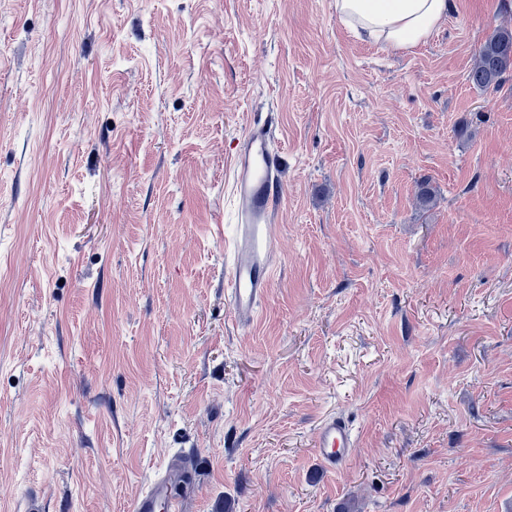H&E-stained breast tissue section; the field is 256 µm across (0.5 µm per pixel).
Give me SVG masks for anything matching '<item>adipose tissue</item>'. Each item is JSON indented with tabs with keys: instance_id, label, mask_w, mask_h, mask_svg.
Masks as SVG:
<instances>
[{
	"instance_id": "obj_1",
	"label": "adipose tissue",
	"mask_w": 512,
	"mask_h": 512,
	"mask_svg": "<svg viewBox=\"0 0 512 512\" xmlns=\"http://www.w3.org/2000/svg\"><path fill=\"white\" fill-rule=\"evenodd\" d=\"M450 7V0H335L337 14L355 37L395 51L425 42Z\"/></svg>"
}]
</instances>
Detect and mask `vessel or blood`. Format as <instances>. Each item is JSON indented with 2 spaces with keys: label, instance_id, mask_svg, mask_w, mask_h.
<instances>
[{
  "label": "vessel or blood",
  "instance_id": "obj_1",
  "mask_svg": "<svg viewBox=\"0 0 512 512\" xmlns=\"http://www.w3.org/2000/svg\"><path fill=\"white\" fill-rule=\"evenodd\" d=\"M272 119H257L235 145L232 194L234 224L224 238L228 273L224 279L229 314L237 324L253 323L271 292L276 216L282 190L283 154L275 148ZM314 446L324 468L349 460L356 438L348 420L332 414L315 431ZM193 461L159 473L132 503L131 512H183L179 485L190 484Z\"/></svg>",
  "mask_w": 512,
  "mask_h": 512
}]
</instances>
